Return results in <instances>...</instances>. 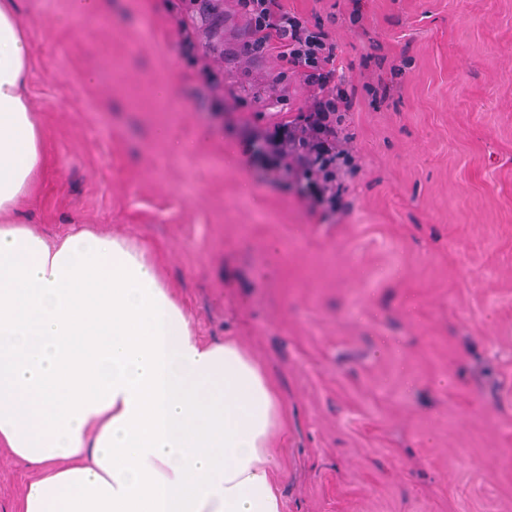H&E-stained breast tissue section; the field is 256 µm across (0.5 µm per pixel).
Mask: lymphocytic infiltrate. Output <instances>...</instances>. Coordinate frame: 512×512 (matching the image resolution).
Returning a JSON list of instances; mask_svg holds the SVG:
<instances>
[{
	"label": "lymphocytic infiltrate",
	"mask_w": 512,
	"mask_h": 512,
	"mask_svg": "<svg viewBox=\"0 0 512 512\" xmlns=\"http://www.w3.org/2000/svg\"><path fill=\"white\" fill-rule=\"evenodd\" d=\"M247 18L249 40L244 50L258 59L276 55L303 78L309 98L307 130L311 135L312 164L309 179L315 186L311 203L335 208L339 202L338 172L347 152L340 125L351 107V91L334 68V51L327 33L308 25L288 11L283 0H234Z\"/></svg>",
	"instance_id": "f902f5d3"
}]
</instances>
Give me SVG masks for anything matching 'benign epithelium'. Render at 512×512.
Masks as SVG:
<instances>
[{
    "label": "benign epithelium",
    "instance_id": "obj_1",
    "mask_svg": "<svg viewBox=\"0 0 512 512\" xmlns=\"http://www.w3.org/2000/svg\"><path fill=\"white\" fill-rule=\"evenodd\" d=\"M186 22L194 28L190 39L193 52L215 62H224V0H179ZM302 113L292 118L280 115L264 116L262 126L255 128L253 149L275 177L300 185L306 169L308 153L301 128Z\"/></svg>",
    "mask_w": 512,
    "mask_h": 512
}]
</instances>
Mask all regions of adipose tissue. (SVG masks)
Instances as JSON below:
<instances>
[{"label":"adipose tissue","mask_w":512,"mask_h":512,"mask_svg":"<svg viewBox=\"0 0 512 512\" xmlns=\"http://www.w3.org/2000/svg\"><path fill=\"white\" fill-rule=\"evenodd\" d=\"M29 76L0 0V447L32 473L20 512H284L264 364L196 336L135 242L21 222L46 169Z\"/></svg>","instance_id":"ef3b65f1"}]
</instances>
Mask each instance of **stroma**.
I'll list each match as a JSON object with an SVG mask.
<instances>
[{"label": "stroma", "instance_id": "stroma-1", "mask_svg": "<svg viewBox=\"0 0 512 512\" xmlns=\"http://www.w3.org/2000/svg\"><path fill=\"white\" fill-rule=\"evenodd\" d=\"M103 2L16 0L47 153L25 223L142 244L198 336L267 367L284 512H512V0H285L354 87L334 213L252 152L308 89L240 13L219 98L173 0ZM30 478L0 451V512Z\"/></svg>", "mask_w": 512, "mask_h": 512}]
</instances>
